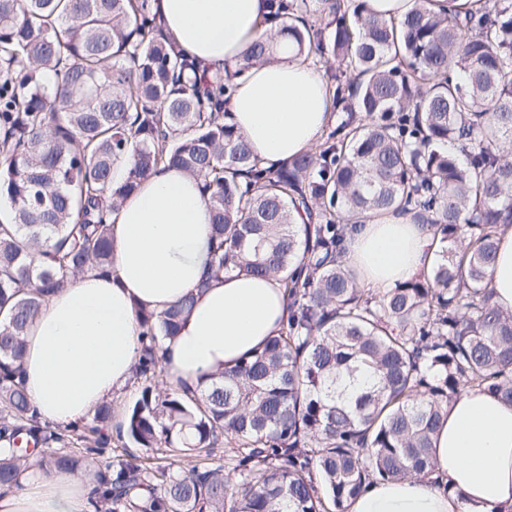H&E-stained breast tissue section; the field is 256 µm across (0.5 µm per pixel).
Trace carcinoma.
<instances>
[{
  "label": "carcinoma",
  "mask_w": 512,
  "mask_h": 512,
  "mask_svg": "<svg viewBox=\"0 0 512 512\" xmlns=\"http://www.w3.org/2000/svg\"><path fill=\"white\" fill-rule=\"evenodd\" d=\"M432 2L384 19L359 0H267L299 53L337 63L327 85L345 112L272 170L224 121V97L275 44L254 43L233 75L192 78L153 0H0L1 493L33 470L83 471L94 512H349L374 480L431 473L465 388L512 402V311L489 286L512 224V0L463 15ZM166 164L208 200L211 276L277 278L286 325L197 395L158 382V338L193 299L144 310L139 397L116 437L107 403L42 425L20 380L27 328L72 276L109 271L112 215ZM389 212L430 226L439 250L428 275L376 294L342 241ZM359 363L379 383L351 404L337 383Z\"/></svg>",
  "instance_id": "cac0c4a2"
}]
</instances>
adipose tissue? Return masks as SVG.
<instances>
[{"label":"adipose tissue","instance_id":"obj_1","mask_svg":"<svg viewBox=\"0 0 512 512\" xmlns=\"http://www.w3.org/2000/svg\"><path fill=\"white\" fill-rule=\"evenodd\" d=\"M154 8L208 74L236 70L249 45L271 32L266 0H154ZM224 109L270 169L309 150L336 119L322 75L291 49L238 74ZM210 223L197 181L175 167L159 168L121 201L111 272H86L50 295L26 338L21 378L41 424L79 422L127 385L143 347L141 310L159 313L194 295L161 351L169 384L193 391L278 334L287 305L276 279L231 272L201 288ZM343 248L361 287L380 293L421 277L435 250L427 225L391 213L348 225ZM491 286L497 306L511 311L512 224L498 229ZM433 459L432 475L371 483L350 512H512V405L466 389L448 405ZM30 482L0 496V512H90L80 479L37 473Z\"/></svg>","mask_w":512,"mask_h":512}]
</instances>
